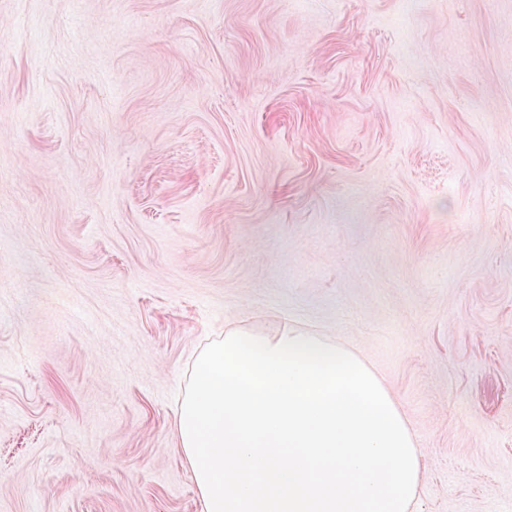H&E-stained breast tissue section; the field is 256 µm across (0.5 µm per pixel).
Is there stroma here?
<instances>
[{
	"label": "stroma",
	"instance_id": "obj_1",
	"mask_svg": "<svg viewBox=\"0 0 512 512\" xmlns=\"http://www.w3.org/2000/svg\"><path fill=\"white\" fill-rule=\"evenodd\" d=\"M294 323L512 512V0H0V512H201L193 357Z\"/></svg>",
	"mask_w": 512,
	"mask_h": 512
}]
</instances>
